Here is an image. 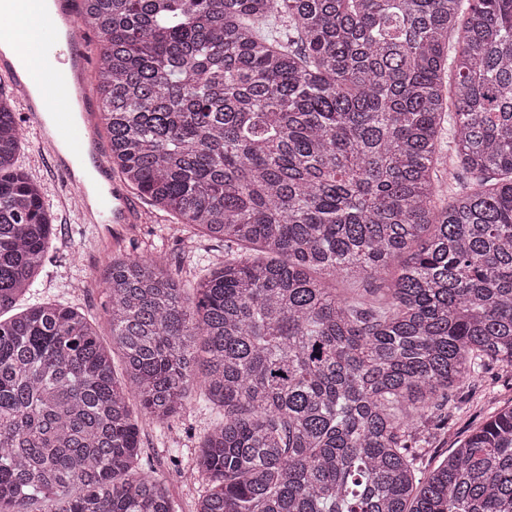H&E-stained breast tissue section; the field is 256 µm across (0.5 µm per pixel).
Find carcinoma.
Wrapping results in <instances>:
<instances>
[{"mask_svg": "<svg viewBox=\"0 0 512 512\" xmlns=\"http://www.w3.org/2000/svg\"><path fill=\"white\" fill-rule=\"evenodd\" d=\"M79 15L112 167L224 261L191 281L109 256L110 349L76 308L21 305L54 213L0 83V512H176L139 420L168 426L196 393L217 419L195 512H512V406L424 472L417 439L485 362L512 368V0ZM386 284L381 281H369V282H346L341 279L336 280V288H338L341 295L348 298H357L360 294L372 295V297H380L383 289L371 290V293L365 292L364 288H386Z\"/></svg>", "mask_w": 512, "mask_h": 512, "instance_id": "obj_1", "label": "carcinoma"}]
</instances>
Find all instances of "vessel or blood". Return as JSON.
Wrapping results in <instances>:
<instances>
[{
    "label": "vessel or blood",
    "mask_w": 512,
    "mask_h": 512,
    "mask_svg": "<svg viewBox=\"0 0 512 512\" xmlns=\"http://www.w3.org/2000/svg\"><path fill=\"white\" fill-rule=\"evenodd\" d=\"M36 28L26 42V57L42 62L41 75L49 80L52 95L44 107H37L28 93H21L28 124L40 134V146L51 171L62 176L59 199L83 194L84 184L75 177L72 161L88 158L92 167L106 180L109 189L97 199L93 209L80 210L79 215L88 224H137L140 207L112 173L106 153L101 146H89L87 134L93 128L92 116L97 110L93 99H85L81 118H74L71 99L73 80L84 78L87 71V53L78 33H71L67 56L57 49V22L41 14L34 17Z\"/></svg>",
    "instance_id": "b4317fda"
}]
</instances>
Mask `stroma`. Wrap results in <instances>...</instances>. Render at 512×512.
Returning <instances> with one entry per match:
<instances>
[{
    "mask_svg": "<svg viewBox=\"0 0 512 512\" xmlns=\"http://www.w3.org/2000/svg\"><path fill=\"white\" fill-rule=\"evenodd\" d=\"M22 134V168L42 185L49 201H56L59 179L40 152L35 131L26 128ZM155 247L163 249L170 266L189 279L201 274L210 260L224 253L222 242L189 234L181 225L152 212L146 213L144 223L126 229L112 224H86L72 212L55 222V235L34 298L80 309L92 319L101 341L110 343L108 293L102 282L107 253L120 249L147 254ZM500 374L499 365H488L480 383L458 390L451 398L447 428H423L427 445L420 467H434L494 409L512 405V383L501 379ZM215 419L210 405L195 401L170 427L159 429L146 424L141 429L140 465L164 476L177 512H194L199 488L185 481L184 475L190 465L191 448L200 443Z\"/></svg>",
    "mask_w": 512,
    "mask_h": 512,
    "instance_id": "stroma-1",
    "label": "stroma"
}]
</instances>
